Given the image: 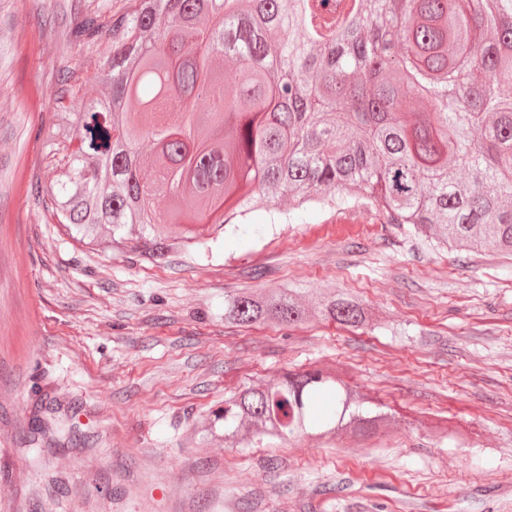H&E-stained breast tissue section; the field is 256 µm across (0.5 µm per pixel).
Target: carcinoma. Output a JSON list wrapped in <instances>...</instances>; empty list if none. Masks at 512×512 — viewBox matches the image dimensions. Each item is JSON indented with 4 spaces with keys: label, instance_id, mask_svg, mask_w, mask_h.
I'll return each instance as SVG.
<instances>
[{
    "label": "carcinoma",
    "instance_id": "cac0c4a2",
    "mask_svg": "<svg viewBox=\"0 0 512 512\" xmlns=\"http://www.w3.org/2000/svg\"><path fill=\"white\" fill-rule=\"evenodd\" d=\"M133 0L74 41L105 43L73 101V134L46 155V211L76 242L155 261L209 249L250 209L273 219L317 202L369 205L384 224L460 251L512 256V0ZM58 69L54 96L73 95ZM156 177L145 183L144 148ZM317 315L366 328L353 296L296 288L224 299V320L292 325ZM396 414L324 366L249 386L214 412L228 447L300 435L336 440ZM436 437L457 432L423 422Z\"/></svg>",
    "mask_w": 512,
    "mask_h": 512
}]
</instances>
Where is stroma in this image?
I'll list each match as a JSON object with an SVG mask.
<instances>
[{
    "label": "stroma",
    "instance_id": "35a3bbf8",
    "mask_svg": "<svg viewBox=\"0 0 512 512\" xmlns=\"http://www.w3.org/2000/svg\"><path fill=\"white\" fill-rule=\"evenodd\" d=\"M130 0H0V512H512V258L451 252L322 206L162 263L74 242L38 184L60 106L102 51L71 37ZM357 296L376 322L238 327L243 288ZM342 364L402 421L366 437L206 432L224 399L287 371ZM444 418L440 439L422 420Z\"/></svg>",
    "mask_w": 512,
    "mask_h": 512
}]
</instances>
